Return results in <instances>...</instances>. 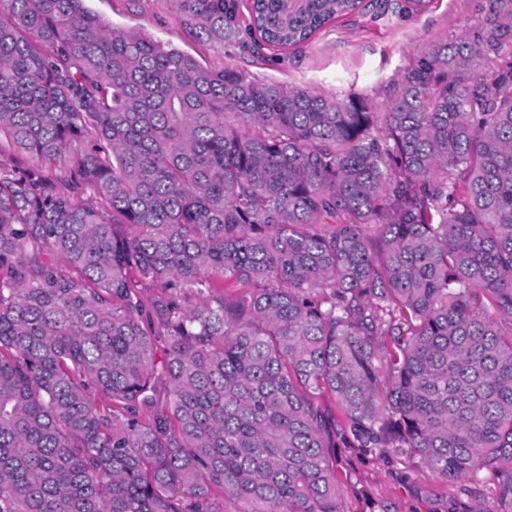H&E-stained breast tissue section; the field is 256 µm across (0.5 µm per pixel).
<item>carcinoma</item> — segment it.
Returning a JSON list of instances; mask_svg holds the SVG:
<instances>
[{
    "label": "carcinoma",
    "instance_id": "obj_1",
    "mask_svg": "<svg viewBox=\"0 0 512 512\" xmlns=\"http://www.w3.org/2000/svg\"><path fill=\"white\" fill-rule=\"evenodd\" d=\"M358 4L252 0V28L294 47ZM3 143L0 512H339L323 393L512 512V0L382 112L0 0Z\"/></svg>",
    "mask_w": 512,
    "mask_h": 512
}]
</instances>
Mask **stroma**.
<instances>
[{"mask_svg":"<svg viewBox=\"0 0 512 512\" xmlns=\"http://www.w3.org/2000/svg\"><path fill=\"white\" fill-rule=\"evenodd\" d=\"M241 33L222 45L190 34L173 0H86L112 26L144 32L195 57L207 67L230 65L263 80L314 93L356 91L383 109L412 58L427 43L470 32L482 18L484 0H427L413 11L410 0H362L297 47L264 46L251 29V0H236ZM336 462L340 512H496L497 481H446L417 454L357 447L350 433L329 439Z\"/></svg>","mask_w":512,"mask_h":512,"instance_id":"35a3bbf8","label":"stroma"}]
</instances>
